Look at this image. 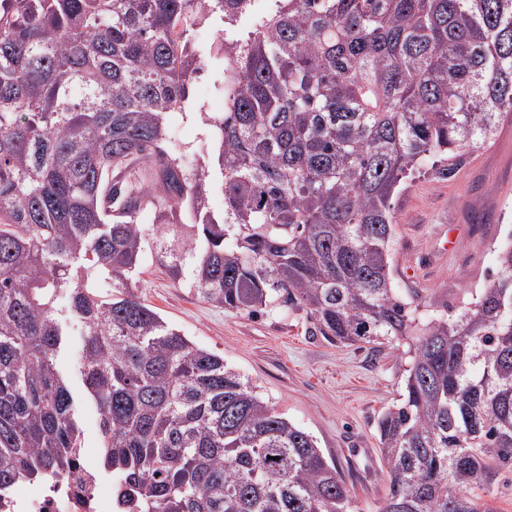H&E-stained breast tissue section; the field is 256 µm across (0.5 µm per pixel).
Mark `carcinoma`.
Here are the masks:
<instances>
[{"instance_id":"cac0c4a2","label":"carcinoma","mask_w":512,"mask_h":512,"mask_svg":"<svg viewBox=\"0 0 512 512\" xmlns=\"http://www.w3.org/2000/svg\"><path fill=\"white\" fill-rule=\"evenodd\" d=\"M221 40L212 153L170 147L207 52L251 0H0V493L81 451L67 336L100 415V467L141 512H357L316 440L143 302L140 212L172 279L227 310L306 312L353 344L415 337L376 430L378 512H488L512 470V244L453 317L392 278L391 199L425 159L452 177L512 119V0H272ZM219 179L217 213L206 182ZM273 8L271 0H254L250 9L241 15L234 26L224 24L219 15L211 17L194 33L193 42L199 49H206L217 38L236 40L256 27ZM491 512H512V472L496 470L489 485L475 489Z\"/></svg>"}]
</instances>
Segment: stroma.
<instances>
[{"label":"stroma","mask_w":512,"mask_h":512,"mask_svg":"<svg viewBox=\"0 0 512 512\" xmlns=\"http://www.w3.org/2000/svg\"><path fill=\"white\" fill-rule=\"evenodd\" d=\"M273 8L253 0L234 25L211 17L194 33L197 48L236 40ZM224 62L207 59L190 87L184 111L168 118L171 146L199 162L208 129L204 114L224 109ZM399 222L391 243L394 284L422 314H454L484 288L496 255L512 240V121L491 144L468 150L453 178L425 160L392 200ZM141 297L198 346L223 356L291 422L311 434L351 491L359 512H377L387 493L378 417L397 404L410 361L408 342L336 344L312 335L306 313L291 308L257 314L227 311L175 284L158 259L162 239L152 212H143ZM452 226L447 236L443 226ZM452 251H445L447 240ZM82 339L72 336L60 360L79 412L82 448L99 460V414L84 398L79 371Z\"/></svg>","instance_id":"obj_1"}]
</instances>
